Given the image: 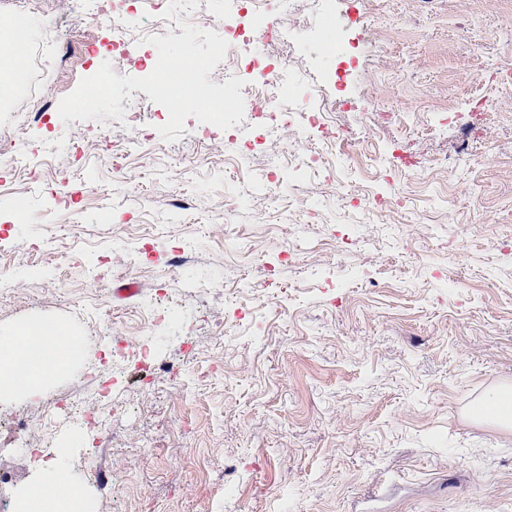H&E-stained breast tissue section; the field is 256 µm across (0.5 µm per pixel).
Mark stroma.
Returning <instances> with one entry per match:
<instances>
[{
  "label": "stroma",
  "mask_w": 512,
  "mask_h": 512,
  "mask_svg": "<svg viewBox=\"0 0 512 512\" xmlns=\"http://www.w3.org/2000/svg\"><path fill=\"white\" fill-rule=\"evenodd\" d=\"M56 41L35 75L0 99V123L17 101L48 104L73 173L58 192L40 124L17 139L41 178L16 195L0 189V332L48 316L76 337L74 371L52 392L109 412L102 435L55 413L51 439L65 455L47 467L85 484L90 467L122 468L110 499L86 496V512H512V432L476 422L483 394L512 384V0H387L369 23L383 36L354 72L345 116L352 138L327 156L326 172L272 187L267 223L242 185L268 161L211 152L224 132L198 134L187 118L179 141L141 142L125 121H63L56 109L86 73V45L112 29L41 0L23 28ZM485 100L483 130L468 114ZM415 112L417 122L367 128L371 112ZM118 147L116 165L97 145ZM410 194L392 224L347 208L341 189ZM190 199L173 212L174 195ZM238 198L232 223L224 200ZM55 252L19 260L33 241ZM299 252L295 263L282 248ZM97 269L98 282L84 277ZM273 270L284 292L244 321L234 311L253 277ZM139 278L141 294L112 289ZM224 282L223 295L203 289ZM169 308L173 322L149 336L155 369L103 353L113 327L146 334L138 301ZM147 335V334H146ZM194 339V356L184 351Z\"/></svg>",
  "instance_id": "1"
}]
</instances>
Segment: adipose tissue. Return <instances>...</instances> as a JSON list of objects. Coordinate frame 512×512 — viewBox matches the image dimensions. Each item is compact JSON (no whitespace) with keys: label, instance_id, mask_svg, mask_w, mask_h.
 Returning <instances> with one entry per match:
<instances>
[{"label":"adipose tissue","instance_id":"ef3b65f1","mask_svg":"<svg viewBox=\"0 0 512 512\" xmlns=\"http://www.w3.org/2000/svg\"><path fill=\"white\" fill-rule=\"evenodd\" d=\"M46 324L27 323L14 335L0 338V396L23 392L43 394L52 375L64 371L71 359L73 344L43 346V336L51 334ZM473 419L503 430H512V387L488 391L471 410ZM84 491L59 471L33 477L19 492L17 512H79Z\"/></svg>","mask_w":512,"mask_h":512}]
</instances>
